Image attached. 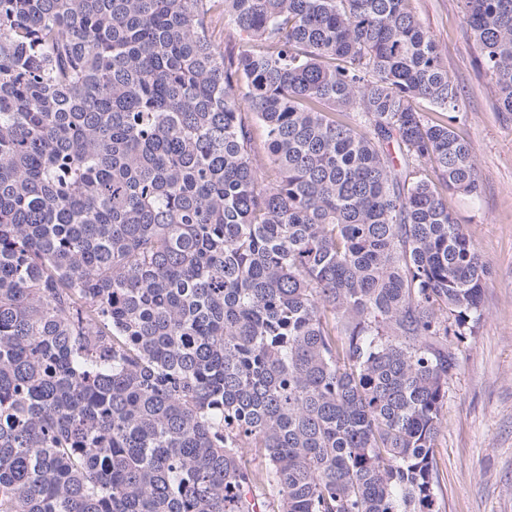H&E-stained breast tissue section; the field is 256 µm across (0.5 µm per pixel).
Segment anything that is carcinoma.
<instances>
[{
  "instance_id": "obj_1",
  "label": "carcinoma",
  "mask_w": 512,
  "mask_h": 512,
  "mask_svg": "<svg viewBox=\"0 0 512 512\" xmlns=\"http://www.w3.org/2000/svg\"><path fill=\"white\" fill-rule=\"evenodd\" d=\"M459 103L408 0H0V512H434ZM213 41L224 53L236 52L240 47L238 32L235 27L224 20V14L215 12L210 25Z\"/></svg>"
}]
</instances>
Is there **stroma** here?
Segmentation results:
<instances>
[{
	"instance_id": "stroma-1",
	"label": "stroma",
	"mask_w": 512,
	"mask_h": 512,
	"mask_svg": "<svg viewBox=\"0 0 512 512\" xmlns=\"http://www.w3.org/2000/svg\"><path fill=\"white\" fill-rule=\"evenodd\" d=\"M461 92L453 125L475 151L480 193L448 197L490 274L482 318L461 345L434 455L437 512H512V112L500 111L463 0H409Z\"/></svg>"
}]
</instances>
